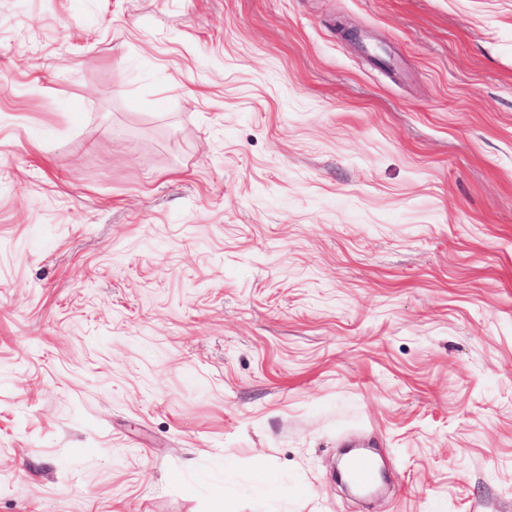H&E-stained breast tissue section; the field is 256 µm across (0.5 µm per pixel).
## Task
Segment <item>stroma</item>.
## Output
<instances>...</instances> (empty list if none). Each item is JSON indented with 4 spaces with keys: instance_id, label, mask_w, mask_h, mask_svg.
Returning <instances> with one entry per match:
<instances>
[{
    "instance_id": "1",
    "label": "stroma",
    "mask_w": 512,
    "mask_h": 512,
    "mask_svg": "<svg viewBox=\"0 0 512 512\" xmlns=\"http://www.w3.org/2000/svg\"><path fill=\"white\" fill-rule=\"evenodd\" d=\"M0 512H512V0H0ZM348 469L355 482L360 486H368L374 479L373 463L366 456H353L348 462Z\"/></svg>"
}]
</instances>
